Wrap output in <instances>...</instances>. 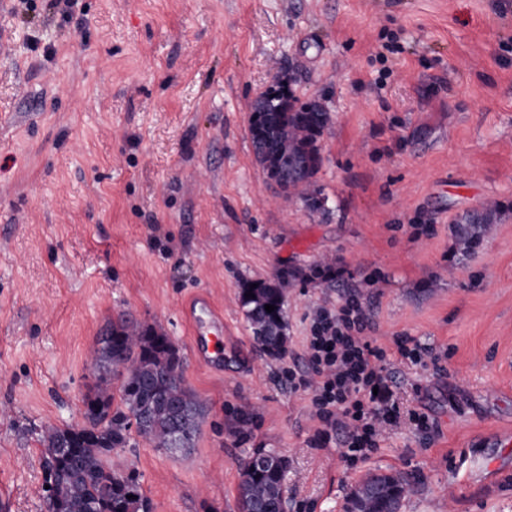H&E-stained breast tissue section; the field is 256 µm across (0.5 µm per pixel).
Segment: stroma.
Wrapping results in <instances>:
<instances>
[{"label": "stroma", "mask_w": 512, "mask_h": 512, "mask_svg": "<svg viewBox=\"0 0 512 512\" xmlns=\"http://www.w3.org/2000/svg\"><path fill=\"white\" fill-rule=\"evenodd\" d=\"M0 512H46L41 428L82 420L88 358L120 314L161 328L206 402L193 451L113 453L151 512H239L240 464H288L285 512H345L371 472H400L401 512H512V0H39L0 10ZM332 122L309 210L258 165L249 100L279 79ZM497 201L471 252L453 236ZM341 277L305 280L323 258ZM299 272L288 349L257 352L246 282ZM208 291L233 346L192 356L183 306ZM357 296L404 405L429 418L384 434L353 470L324 448L308 372L314 311ZM395 346L394 356L397 354L401 360H408L414 365H425V357H430L434 364L439 360V355L430 348L409 347L407 339L396 340Z\"/></svg>", "instance_id": "35a3bbf8"}]
</instances>
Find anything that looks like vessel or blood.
Instances as JSON below:
<instances>
[{"mask_svg":"<svg viewBox=\"0 0 512 512\" xmlns=\"http://www.w3.org/2000/svg\"><path fill=\"white\" fill-rule=\"evenodd\" d=\"M191 327V344L203 364H210L224 357V316L209 296L198 295L191 299L183 311Z\"/></svg>","mask_w":512,"mask_h":512,"instance_id":"obj_1","label":"vessel or blood"}]
</instances>
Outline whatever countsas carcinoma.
Here are the masks:
<instances>
[{
  "label": "carcinoma",
  "instance_id": "obj_1",
  "mask_svg": "<svg viewBox=\"0 0 512 512\" xmlns=\"http://www.w3.org/2000/svg\"><path fill=\"white\" fill-rule=\"evenodd\" d=\"M286 103L284 112H255L249 135L257 162L260 145L288 153L301 170L280 184L284 198L302 199L321 209L311 190L321 165L319 140L332 121L310 101L294 92L270 87L262 93ZM501 206L489 202L479 212L456 221L454 236L468 251L490 233ZM288 280L278 276L241 288L240 301L259 349L277 357L288 343L286 302ZM252 296H246V293ZM275 306L267 312L265 305ZM112 336L98 340L90 370L93 389L82 399L83 421L76 425L46 426L40 436L44 481L51 486L47 512H148V501L136 470L115 471L108 464L112 452L128 448L137 436L169 455H187L193 448L205 414V402L184 385L179 349L153 325L121 314L112 321ZM287 464L266 461L259 452L242 467L238 486L239 512H281L285 509ZM411 483L399 473H372L351 492L348 503L366 501L368 512H400Z\"/></svg>",
  "mask_w": 512,
  "mask_h": 512
}]
</instances>
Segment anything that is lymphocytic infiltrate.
I'll list each match as a JSON object with an SVG mask.
<instances>
[{"label": "lymphocytic infiltrate", "mask_w": 512, "mask_h": 512, "mask_svg": "<svg viewBox=\"0 0 512 512\" xmlns=\"http://www.w3.org/2000/svg\"><path fill=\"white\" fill-rule=\"evenodd\" d=\"M368 317L357 298H349L338 310L317 308L306 339L305 354L314 379L287 372L291 389L311 392V405L320 423L314 447H325L332 430L347 433L344 459L349 467L365 462L377 448L382 431L410 422L426 428L423 413L403 409L385 374L389 361L384 348L364 337Z\"/></svg>", "instance_id": "lymphocytic-infiltrate-1"}]
</instances>
